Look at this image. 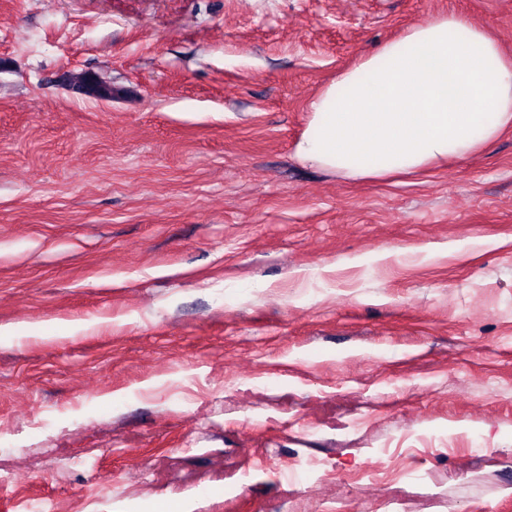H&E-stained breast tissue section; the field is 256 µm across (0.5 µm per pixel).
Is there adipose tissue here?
Instances as JSON below:
<instances>
[{
	"instance_id": "obj_1",
	"label": "adipose tissue",
	"mask_w": 512,
	"mask_h": 512,
	"mask_svg": "<svg viewBox=\"0 0 512 512\" xmlns=\"http://www.w3.org/2000/svg\"><path fill=\"white\" fill-rule=\"evenodd\" d=\"M296 158L349 178L471 156L512 130V56L451 12L406 30L311 101Z\"/></svg>"
}]
</instances>
